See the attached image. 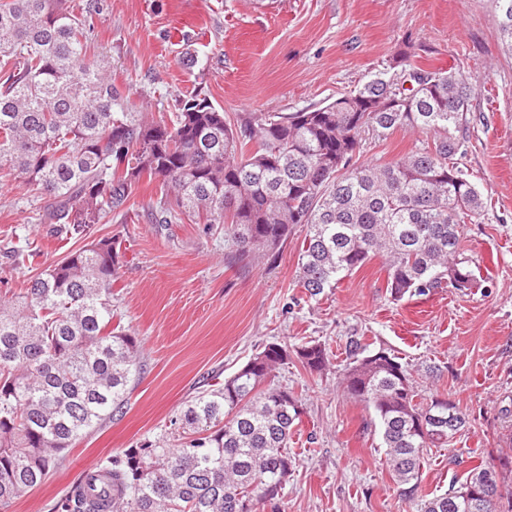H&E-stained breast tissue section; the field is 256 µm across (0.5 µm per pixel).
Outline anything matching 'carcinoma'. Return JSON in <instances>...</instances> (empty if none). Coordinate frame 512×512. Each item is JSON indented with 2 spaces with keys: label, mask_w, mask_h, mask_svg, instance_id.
Wrapping results in <instances>:
<instances>
[{
  "label": "carcinoma",
  "mask_w": 512,
  "mask_h": 512,
  "mask_svg": "<svg viewBox=\"0 0 512 512\" xmlns=\"http://www.w3.org/2000/svg\"><path fill=\"white\" fill-rule=\"evenodd\" d=\"M500 32L512 50V0H497ZM95 4L0 0V179L23 178L48 224L76 234L125 208L147 180L162 191L158 224L224 226L239 261L275 262L297 224L307 232L299 279L317 296L343 273L385 260L395 300L446 283L476 287L460 225L479 224L486 205L460 167L474 87L462 73L422 79L374 78L316 109L251 113L234 119L189 94L172 117L135 111L112 82L111 62L89 41ZM411 128L426 136L381 165L351 160L371 136ZM119 256L109 238L71 251L0 303V512L39 487L73 441L123 409L140 372L136 336L112 323ZM341 375L345 393L372 410L396 480L414 495L431 448L455 437L465 414L427 400L386 350L364 354ZM304 368L326 369L324 345L295 349ZM288 347L264 345L224 383L186 401L175 423L181 443H145L101 464L112 487L84 477L60 512H279L295 466L288 443L301 412L274 383ZM496 471L480 464L421 512H512V498L469 494Z\"/></svg>",
  "instance_id": "cac0c4a2"
}]
</instances>
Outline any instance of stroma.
I'll list each match as a JSON object with an SVG mask.
<instances>
[{"label":"stroma","mask_w":512,"mask_h":512,"mask_svg":"<svg viewBox=\"0 0 512 512\" xmlns=\"http://www.w3.org/2000/svg\"><path fill=\"white\" fill-rule=\"evenodd\" d=\"M91 38L107 52L112 80L137 109L176 111L197 91L229 116L289 113L326 105L403 60L470 77V137L461 166L487 201L484 223L461 227L479 280L462 293L438 288L393 300L383 258L341 275L316 297L299 284L305 236L296 227L275 264L232 259L221 226L153 223L158 183L144 182L124 211L71 234L41 223L23 180L0 188V297L67 253L100 238L119 252L115 316L140 344V374L123 410L77 441L40 487L9 512H55L86 466L145 441L176 446L171 419L198 392L223 382L269 342H318L329 366L316 373L289 359L278 386L301 404L288 451L295 471L280 512H420L481 462L496 464L512 492V53L495 0H98ZM398 130L367 139L354 158L383 164L421 145ZM397 356L429 397L459 407L466 425L428 450L415 495L386 463L372 411L350 398L340 375L352 342Z\"/></svg>","instance_id":"stroma-1"}]
</instances>
